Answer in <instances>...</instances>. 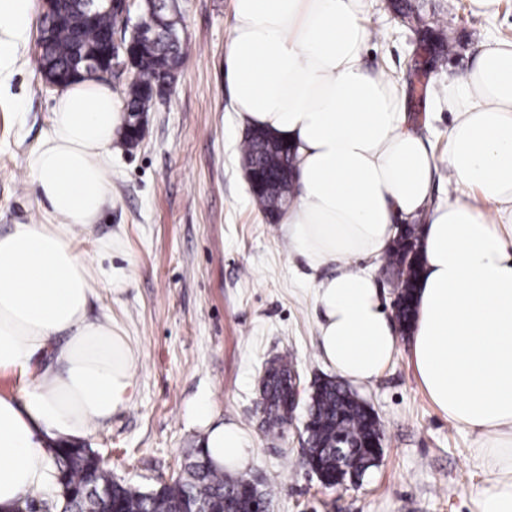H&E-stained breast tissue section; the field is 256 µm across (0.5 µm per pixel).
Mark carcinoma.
Segmentation results:
<instances>
[{"label":"carcinoma","mask_w":512,"mask_h":512,"mask_svg":"<svg viewBox=\"0 0 512 512\" xmlns=\"http://www.w3.org/2000/svg\"><path fill=\"white\" fill-rule=\"evenodd\" d=\"M39 32L50 33L41 44L47 74L60 86L77 76L87 79L94 73L81 64L79 56L93 57L102 30L112 24L106 0H100L94 22L85 19L82 0H44ZM181 57L174 45L158 40L145 45L135 58L136 80L127 86L125 111L146 112L155 101L154 88L162 79L176 76ZM245 164H258L274 179L293 184L285 177L293 171L290 148L267 133L248 134L242 147ZM255 205L272 216L282 212L287 195L253 194ZM381 270L393 278L400 306L397 313L401 329L410 328L414 318L413 291L419 274L418 225L408 224L403 235L385 254ZM296 373L291 355L274 358L262 378L264 422L270 432L288 423L290 380ZM309 400L307 448L304 458L312 463L324 483L334 485L361 474L377 459L382 448L383 430L377 416L358 402L349 387L334 378L316 380ZM190 461L186 476L178 477L149 490L120 482L112 471L95 456L79 447L54 450L56 475L67 492L60 499L62 512H98L101 503L89 494L91 487L110 491V512H186L201 508L205 512H261L269 509L272 490L260 489L244 476H231L203 466L199 459Z\"/></svg>","instance_id":"cac0c4a2"}]
</instances>
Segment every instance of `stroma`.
Segmentation results:
<instances>
[{
  "instance_id": "stroma-1",
  "label": "stroma",
  "mask_w": 512,
  "mask_h": 512,
  "mask_svg": "<svg viewBox=\"0 0 512 512\" xmlns=\"http://www.w3.org/2000/svg\"><path fill=\"white\" fill-rule=\"evenodd\" d=\"M368 0L377 30L365 66L392 80L414 65L422 23L450 38L452 53L427 64L426 82L406 105L434 155H442L452 115L448 87L472 67L490 36L512 40V6L499 0L488 16L459 0ZM186 58L167 97L147 114L138 146L112 152V203L77 240L96 256L120 238L111 259L129 283L120 294L97 288L88 316L111 321L139 356L128 408L90 435L115 478L147 490L179 476L200 445L188 405L207 395L219 418L252 442L247 477L275 488L269 512H477L487 476L475 459L480 436L450 424L434 406L400 336L387 368L357 395L384 431L380 462L358 484L322 485L304 461V410L291 426L262 424V363L292 353L302 391L330 369L318 352L312 271L281 224L258 210L241 168L244 132L231 109L224 50L232 0H178ZM411 5L421 23L402 18ZM56 91L37 63V41L21 48L10 81L0 86V233L18 224L51 223L29 182L31 152L50 133Z\"/></svg>"
}]
</instances>
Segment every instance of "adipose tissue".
<instances>
[{"instance_id": "1", "label": "adipose tissue", "mask_w": 512, "mask_h": 512, "mask_svg": "<svg viewBox=\"0 0 512 512\" xmlns=\"http://www.w3.org/2000/svg\"><path fill=\"white\" fill-rule=\"evenodd\" d=\"M34 0H0V81L8 79L33 21ZM367 0H233L224 78L242 129H265L295 154L294 195L280 216L311 268L324 363L362 384L398 345L376 277L399 224L424 218L422 274L410 362L432 403L454 426L477 432L487 476L478 512H512V41L481 44L475 65L448 89L453 122L443 158L407 124L394 82L369 74L362 55L376 33ZM52 130L28 171L53 224L0 234V370L28 382L0 395V506L48 481L47 447L79 443L128 406L136 352L89 320L94 285L119 293L123 269L75 244L112 202V138L126 122L111 86L62 88ZM458 191L431 204L438 165ZM49 362L35 368L41 356ZM187 419L210 465L252 462L238 425L219 421L207 397Z\"/></svg>"}]
</instances>
